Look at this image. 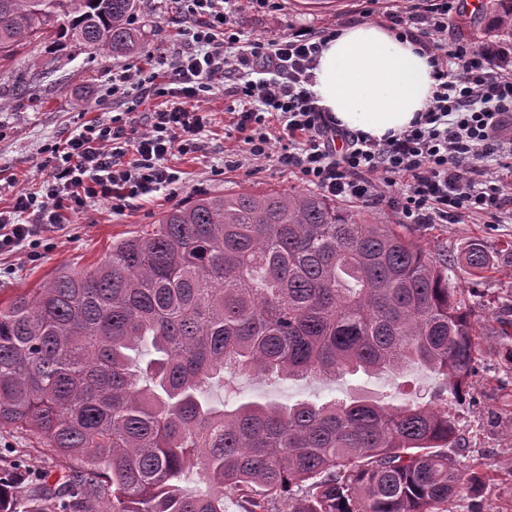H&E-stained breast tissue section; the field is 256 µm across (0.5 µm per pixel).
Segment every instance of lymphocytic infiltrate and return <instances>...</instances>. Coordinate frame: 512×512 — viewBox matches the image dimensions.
Listing matches in <instances>:
<instances>
[{
  "label": "lymphocytic infiltrate",
  "instance_id": "lymphocytic-infiltrate-1",
  "mask_svg": "<svg viewBox=\"0 0 512 512\" xmlns=\"http://www.w3.org/2000/svg\"><path fill=\"white\" fill-rule=\"evenodd\" d=\"M187 46L157 74L121 70L113 97L165 95V106L133 110L76 128L45 161L39 191L0 211V254H38L42 233L62 211L106 200L122 213L130 199L176 184L173 154L202 151L200 107L219 80L239 104L230 120L238 165L294 170L304 184L341 202L398 211L409 224L460 217L512 220V43L476 47L456 39L455 0H433L389 20L429 57L433 98L410 129L377 140L341 127L311 90L320 52L335 29L303 27L274 39L247 38L242 12L269 0H171Z\"/></svg>",
  "mask_w": 512,
  "mask_h": 512
}]
</instances>
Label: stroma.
I'll use <instances>...</instances> for the list:
<instances>
[{
  "label": "stroma",
  "mask_w": 512,
  "mask_h": 512,
  "mask_svg": "<svg viewBox=\"0 0 512 512\" xmlns=\"http://www.w3.org/2000/svg\"><path fill=\"white\" fill-rule=\"evenodd\" d=\"M409 0H272L270 6L248 11L245 29L251 36L272 39L302 27L345 28L371 18L386 24L390 12L409 10ZM499 0H490L487 12L470 13L468 6L450 16L455 37L475 46L493 40H509L512 34L492 29ZM134 25L143 34L138 54L113 58L88 53L75 46L59 47L34 41L21 49L12 62L0 66V209H10L17 194L29 191L46 175L43 162L48 149L76 127L106 119L113 109L112 75L122 69L150 64L165 68L173 46V34L181 21L169 0H139ZM54 59L52 69L41 61ZM231 99L216 86L202 104L208 124L205 149L174 155L170 166L180 180L176 198L160 191L131 201L123 214H114L109 202L100 200L80 214L63 218V224L45 233L37 257L24 253L0 255V302H8L22 290L38 287L58 268L88 269L103 261L114 240L149 229L173 201L185 202L200 193L221 195L240 190L293 191L302 182L286 168L233 166L228 162L238 142L227 134ZM406 232L425 249L455 254L468 241L481 243L493 258L492 268L476 278L461 274L463 297L473 306V328L478 355L476 372L465 400L449 401L461 446L454 457L461 464H480L491 476L478 493L463 492L449 501V512H512V351L497 345L492 328L512 319V223L486 224L473 219L460 224H409ZM401 385L409 401L428 397L437 386L432 372L417 366L404 373L348 375L328 382L264 379L240 380L239 397L249 401L274 399L288 404L299 400L322 402L365 393L381 397ZM0 454L23 455L31 467L55 472L57 461L29 433L0 427Z\"/></svg>",
  "instance_id": "35a3bbf8"
}]
</instances>
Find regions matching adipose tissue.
<instances>
[{"instance_id": "1", "label": "adipose tissue", "mask_w": 512, "mask_h": 512, "mask_svg": "<svg viewBox=\"0 0 512 512\" xmlns=\"http://www.w3.org/2000/svg\"><path fill=\"white\" fill-rule=\"evenodd\" d=\"M433 87L432 68L419 45L368 22L340 30L327 42L312 90L343 127L379 140L410 129Z\"/></svg>"}]
</instances>
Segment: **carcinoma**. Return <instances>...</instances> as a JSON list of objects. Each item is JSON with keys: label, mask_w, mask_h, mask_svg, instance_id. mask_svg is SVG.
Returning <instances> with one entry per match:
<instances>
[{"label": "carcinoma", "mask_w": 512, "mask_h": 512, "mask_svg": "<svg viewBox=\"0 0 512 512\" xmlns=\"http://www.w3.org/2000/svg\"><path fill=\"white\" fill-rule=\"evenodd\" d=\"M137 2L0 0V65L38 38L126 56ZM460 266L492 261L474 241L434 255L313 192L171 207L95 267L60 268L0 306V426L37 435L64 471L26 495L0 482V512H224L227 492L241 512H447L487 478L459 468L440 404L475 372ZM408 365L439 378L429 400L209 398L226 372L334 381Z\"/></svg>", "instance_id": "cac0c4a2"}]
</instances>
